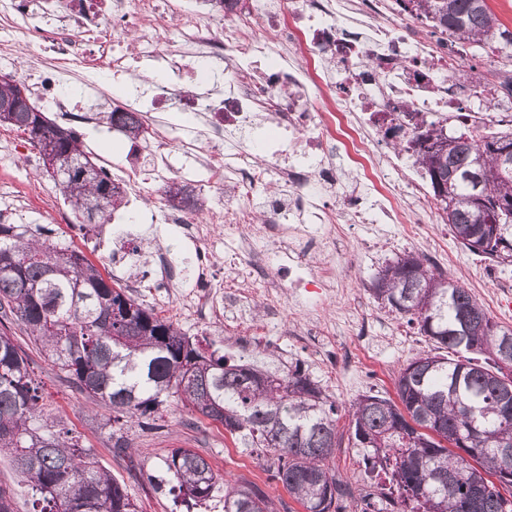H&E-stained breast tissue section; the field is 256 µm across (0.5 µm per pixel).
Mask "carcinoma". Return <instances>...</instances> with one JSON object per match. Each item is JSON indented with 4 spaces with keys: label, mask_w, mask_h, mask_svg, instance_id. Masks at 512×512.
<instances>
[{
    "label": "carcinoma",
    "mask_w": 512,
    "mask_h": 512,
    "mask_svg": "<svg viewBox=\"0 0 512 512\" xmlns=\"http://www.w3.org/2000/svg\"><path fill=\"white\" fill-rule=\"evenodd\" d=\"M457 40L512 49V31L499 23L487 0H399ZM402 149L436 188V172L456 173L452 207L443 221L469 251L499 264L512 259V217L494 204L512 205V177L496 175L497 142L512 132L478 136L459 125L454 145L434 154L417 147L429 127L414 116ZM106 124L131 142L145 133L140 113L118 108ZM481 147V162L474 149ZM67 169L62 195L85 224H105L124 200L121 188L85 151L71 130L59 144ZM112 198L94 217L81 202ZM0 314L21 322L27 336L81 392L112 411L149 423L169 398L218 421L248 448L266 450V471L306 512H342L339 477L326 461L337 445L336 402L299 366L285 375L231 363L186 336L153 309L115 288L81 252L53 244L23 224H0ZM445 279L413 253L397 258L376 278L375 297L418 325L437 349L404 366L397 398L363 394L349 406L354 447L365 473L388 484L378 505L362 512H512V500L487 482L479 501L473 484L482 475L512 470L500 452L512 443V329L495 323L466 288L449 282L425 300L426 286ZM467 355H461V352ZM484 354V362L477 355ZM7 452L29 483L38 512H138L126 489L78 441L53 431L32 386L28 357L0 333V453ZM178 491L194 502L210 497L217 476L205 458L177 448L164 461ZM224 512H274L256 485L224 486Z\"/></svg>",
    "instance_id": "obj_1"
}]
</instances>
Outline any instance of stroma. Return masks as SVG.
Masks as SVG:
<instances>
[{
    "mask_svg": "<svg viewBox=\"0 0 512 512\" xmlns=\"http://www.w3.org/2000/svg\"><path fill=\"white\" fill-rule=\"evenodd\" d=\"M79 136L97 163L107 169L122 162L131 149L145 147L144 142L130 143L124 134L109 131L101 124L80 128ZM42 168V156L28 135L0 126V196H15L26 203L23 212L13 215V222L50 230L52 239L82 252L102 273L111 272V241L100 238L96 225L83 227L75 222V213L65 203L59 186L42 176ZM149 209V203H141L139 221L132 227L142 239V249H149L152 240L157 239L175 257H187V246L177 225L151 222ZM58 214L64 216V223H55ZM421 214L426 228L423 236L411 238L403 227H395L383 250L368 247L360 225L334 224L336 241L345 257L344 268L337 272L334 287L322 294L323 311L312 315L289 306L279 308L274 325L284 334L272 343H255L238 332H223L204 319L180 315L185 289L135 288L131 294L144 306L157 309L159 316L172 321L187 336L207 338L212 348L230 360L277 374L302 364L338 406H346L370 392L392 399L403 366L432 347L417 325L388 312L372 292L378 273L398 256H425L448 278L468 288L494 322L512 328V265L494 264L462 246L448 225L443 224L437 205L427 206ZM475 265L484 269L483 277L477 280L471 275ZM351 299L371 324L368 337L352 331L341 335L330 332L341 307ZM312 326L319 328V335H307V328ZM0 330L13 335L28 355L31 375L40 386V403L53 414L56 431L69 434L81 447L89 449L100 466L125 487L139 512H224L223 488H216L206 504L189 508L167 485L157 483V476L164 473L166 457L177 448L200 454L219 478L257 485L274 500L278 512H304L282 483L271 479L264 470L259 449L244 447L240 438L226 431L221 423L173 401L161 407L148 428L116 417L111 407L89 401L65 373L44 358L15 318L0 320ZM358 349L366 350L367 357L357 361L355 378L330 380V373ZM337 431L339 444L328 466L347 484L344 502L348 512H361L364 496L376 493L377 488L367 478L359 453L350 441L348 417L340 418ZM119 440L128 442L126 451L116 450Z\"/></svg>",
    "mask_w": 512,
    "mask_h": 512,
    "instance_id": "stroma-1",
    "label": "stroma"
}]
</instances>
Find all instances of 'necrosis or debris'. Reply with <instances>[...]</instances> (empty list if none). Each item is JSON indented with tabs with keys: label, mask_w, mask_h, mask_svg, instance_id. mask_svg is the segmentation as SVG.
Instances as JSON below:
<instances>
[{
	"label": "necrosis or debris",
	"mask_w": 512,
	"mask_h": 512,
	"mask_svg": "<svg viewBox=\"0 0 512 512\" xmlns=\"http://www.w3.org/2000/svg\"><path fill=\"white\" fill-rule=\"evenodd\" d=\"M56 3L51 11L45 0H0V34L26 37L29 81L48 108L92 124L107 104L100 71L119 76L148 61L164 79L151 96H131L127 110L197 113L181 153L211 177L184 179L200 196L218 192L225 201L203 216L162 206L191 258L177 261L156 246L153 275L187 288L193 311L253 336L274 330L251 326L252 306H297L302 289L334 285L344 257L333 223L363 225L375 247L386 241V223L421 233L415 212L428 200L417 167L378 149L393 141V127L413 112L450 123L464 116L476 129L512 117L502 80L462 84L461 49L448 38L412 41L394 21L393 0H264L259 15L238 6L221 22L174 0ZM109 19L134 24L123 50L112 47ZM75 78L83 94L72 99ZM169 148L160 130L149 131V159L114 165L113 178L141 200L143 185L169 180ZM330 194L343 199L342 212L325 207ZM219 257L229 278L215 274Z\"/></svg>",
	"instance_id": "1"
}]
</instances>
